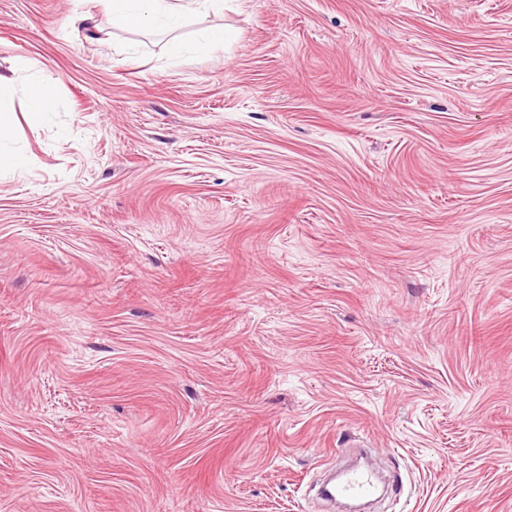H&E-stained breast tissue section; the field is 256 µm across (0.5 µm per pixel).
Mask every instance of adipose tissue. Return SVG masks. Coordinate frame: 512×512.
<instances>
[{"label": "adipose tissue", "instance_id": "adipose-tissue-1", "mask_svg": "<svg viewBox=\"0 0 512 512\" xmlns=\"http://www.w3.org/2000/svg\"><path fill=\"white\" fill-rule=\"evenodd\" d=\"M105 9L118 29L150 28L172 32L180 28L189 15H201L224 7V0H102ZM27 61H19L15 71L0 72V171L13 172L25 162L24 154L6 149L12 137V109L9 100L21 92L26 101L27 120L41 124L56 105V88L48 81L20 82L18 73L26 69Z\"/></svg>", "mask_w": 512, "mask_h": 512}]
</instances>
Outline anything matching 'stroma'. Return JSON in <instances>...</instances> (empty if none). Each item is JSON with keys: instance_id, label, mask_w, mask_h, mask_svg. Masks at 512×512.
<instances>
[{"instance_id": "stroma-1", "label": "stroma", "mask_w": 512, "mask_h": 512, "mask_svg": "<svg viewBox=\"0 0 512 512\" xmlns=\"http://www.w3.org/2000/svg\"><path fill=\"white\" fill-rule=\"evenodd\" d=\"M21 57L0 512H322L361 440L380 512H512V0H0ZM188 1L187 3H184ZM112 26L118 29L150 28L173 32L189 15L224 8L223 0H102ZM223 27H203L197 33V38L193 43L192 50L198 53H208L224 45ZM20 91L26 101L27 120L31 125L43 122L48 112L56 105V88L44 80H32L20 84Z\"/></svg>"}]
</instances>
